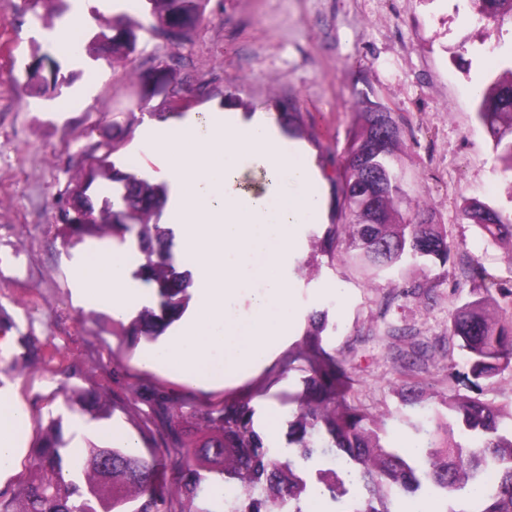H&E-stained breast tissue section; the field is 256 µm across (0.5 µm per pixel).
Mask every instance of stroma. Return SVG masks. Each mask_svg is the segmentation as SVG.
Returning a JSON list of instances; mask_svg holds the SVG:
<instances>
[{
    "label": "stroma",
    "mask_w": 512,
    "mask_h": 512,
    "mask_svg": "<svg viewBox=\"0 0 512 512\" xmlns=\"http://www.w3.org/2000/svg\"><path fill=\"white\" fill-rule=\"evenodd\" d=\"M96 10L137 22L135 52L60 58L55 36L69 15L83 16L88 40L99 30ZM150 22L144 0H67L63 7L55 0H0V387L15 390L28 413L15 473L0 484L5 500L34 476V446L54 418L73 448L96 441V427L118 423L141 448L162 451L177 441L201 442L197 415L248 398L258 423L279 416L269 445L286 452L292 407L281 396L300 388L305 363L297 345L314 310L328 314L323 344L354 379L351 401L382 420L390 446L416 439L417 426L441 413L443 398L468 391L461 354L448 348V318L476 295L457 269L432 268L434 288L406 300L399 296L403 280L356 262L345 246L349 228H340V242L326 256L310 224L298 226L296 258L285 268L294 330L258 374L204 388L142 369L150 341L125 333L104 307L77 303L72 262L89 245L66 247L57 230L67 185L85 177L86 149L113 125L123 128L127 146L151 111L183 117L228 92L244 112L289 100L306 120L304 142L325 175L343 165L361 100H379L403 120L400 168L409 209L446 225L490 272L512 276V251L487 242L459 212L465 197L512 210V176L494 166L470 91L473 81L485 86L498 73L486 61L512 48L511 25L483 27L466 0H209L203 22L182 44L165 40ZM37 63L56 69L67 90L96 74L88 103L58 110L57 83L27 77ZM160 65L172 70L181 98L158 95L139 107V78ZM390 325L403 336H388ZM413 339L431 349L418 376L424 392L410 406L397 370L399 353ZM452 366L457 376H449ZM81 389L97 393L98 408L75 401Z\"/></svg>",
    "instance_id": "obj_1"
}]
</instances>
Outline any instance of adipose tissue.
<instances>
[{"label": "adipose tissue", "mask_w": 512, "mask_h": 512, "mask_svg": "<svg viewBox=\"0 0 512 512\" xmlns=\"http://www.w3.org/2000/svg\"><path fill=\"white\" fill-rule=\"evenodd\" d=\"M142 150L158 156L171 183L164 221L182 228V249L197 269L195 314L140 365L201 385L250 373L295 326L284 269L295 258L298 225L321 224L327 200L308 148L285 136L265 112L243 116L213 106L182 120L150 118ZM255 169L263 181L246 188ZM79 296L120 319L141 301L125 256L99 249L74 270ZM28 416L16 396L0 392V481L20 452Z\"/></svg>", "instance_id": "adipose-tissue-1"}]
</instances>
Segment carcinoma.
I'll return each mask as SVG.
<instances>
[{"instance_id": "carcinoma-1", "label": "carcinoma", "mask_w": 512, "mask_h": 512, "mask_svg": "<svg viewBox=\"0 0 512 512\" xmlns=\"http://www.w3.org/2000/svg\"><path fill=\"white\" fill-rule=\"evenodd\" d=\"M477 20L499 27L512 23V0H471ZM155 29H178L175 42L188 40L205 16L208 0H147ZM103 28L90 51L99 55L130 54L136 48V23L123 14L97 16ZM144 80L139 94L161 93L158 78L168 81V67H157ZM283 132L298 136L303 119L289 102L275 104ZM476 115L492 139L496 160L512 172V55L504 57L487 93L478 101ZM361 123L345 152L341 178L327 176L342 198L356 194L373 171L386 173L387 185L375 206L351 207L337 203L341 224L352 227L348 249L377 273L405 265L446 266L458 258L461 277L477 289L499 296L498 307L511 315L495 320L477 299L450 315L448 336L459 341L465 379L482 391L506 372H512V281L488 272L482 261L448 237L445 225L427 216L406 215L392 208L405 200L398 166L401 129L395 115L381 102L363 101ZM387 124L390 135L378 130ZM120 143L104 139L86 179L68 191L64 236L92 234L96 212L112 215V237L126 241L136 232L140 262L133 278L153 285L156 306H144L130 322L132 334L156 335L179 320L192 299L193 272L178 269L172 248L174 229L153 218L162 213L168 195L166 183L125 175L109 161ZM460 215L475 225L491 243L512 241V212L466 198ZM339 224V225H341ZM339 225L325 227L321 238L327 254L336 249ZM304 348L297 358L309 363L302 390L288 394L296 404L289 421L288 447L273 455L255 426L256 409L241 400L205 413L200 428L207 438L199 448H180L176 459L139 450L94 442L74 454L61 426L51 421L50 432L34 452L35 477L22 492V505L0 499V512H172L160 474L172 466L178 472L177 512H305L304 502L318 492L338 505L335 512H395V499L417 498L427 485L435 486L466 509L449 512H512V406L480 396L450 395L441 401L448 419L418 429L419 443L412 456L381 443V424L346 398V370L322 344L327 313L308 316ZM331 467L318 472L317 486L308 483V463L316 457Z\"/></svg>"}]
</instances>
